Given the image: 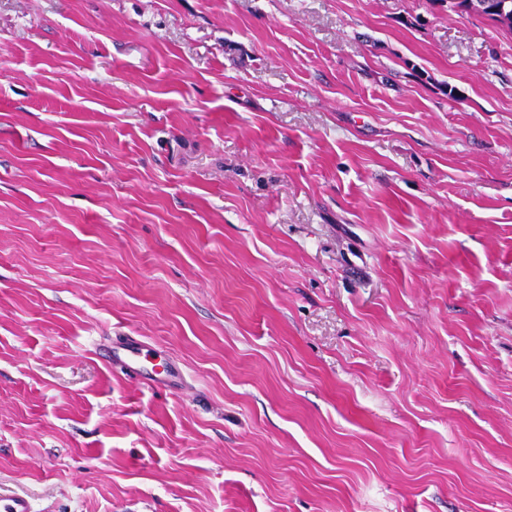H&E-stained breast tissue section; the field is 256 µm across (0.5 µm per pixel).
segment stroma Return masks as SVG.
Listing matches in <instances>:
<instances>
[{"instance_id":"obj_1","label":"stroma","mask_w":512,"mask_h":512,"mask_svg":"<svg viewBox=\"0 0 512 512\" xmlns=\"http://www.w3.org/2000/svg\"><path fill=\"white\" fill-rule=\"evenodd\" d=\"M117 336L183 391L106 365ZM1 483L512 512V32L449 0H0Z\"/></svg>"}]
</instances>
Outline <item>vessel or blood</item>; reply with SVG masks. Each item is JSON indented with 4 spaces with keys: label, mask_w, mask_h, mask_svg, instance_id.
<instances>
[{
    "label": "vessel or blood",
    "mask_w": 512,
    "mask_h": 512,
    "mask_svg": "<svg viewBox=\"0 0 512 512\" xmlns=\"http://www.w3.org/2000/svg\"><path fill=\"white\" fill-rule=\"evenodd\" d=\"M107 363L118 364L139 380L155 387L176 391L183 384V374L173 363H166L163 370H156L154 352L150 346L134 336L117 338L104 351ZM0 512H35L32 500L22 494L0 488Z\"/></svg>",
    "instance_id": "b4317fda"
}]
</instances>
